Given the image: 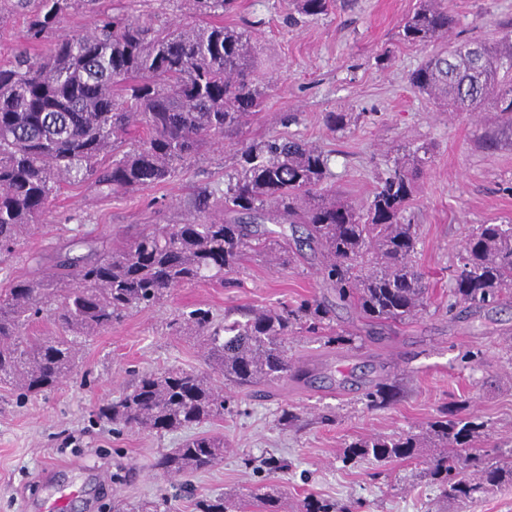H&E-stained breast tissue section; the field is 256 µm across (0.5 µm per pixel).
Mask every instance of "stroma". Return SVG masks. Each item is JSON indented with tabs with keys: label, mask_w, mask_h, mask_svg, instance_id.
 I'll return each mask as SVG.
<instances>
[{
	"label": "stroma",
	"mask_w": 512,
	"mask_h": 512,
	"mask_svg": "<svg viewBox=\"0 0 512 512\" xmlns=\"http://www.w3.org/2000/svg\"><path fill=\"white\" fill-rule=\"evenodd\" d=\"M419 0H336L325 15L292 25L289 0H238L225 15L230 26H248L269 60L260 78L267 86L261 113L241 140L209 146L200 161L168 182L144 190L99 196L78 178L61 185L42 224L0 261V289L39 275L36 257L79 255L78 238L124 242L147 224H177L194 216L199 187L223 188L234 172L240 144L287 134L330 152L331 182L355 203L372 195L387 164L426 144L432 162L417 180L411 205L419 229L415 260L429 287L426 310L371 333L353 307L340 302L317 275L302 247L301 228L288 230L301 253L292 265H270L248 254L232 285L203 281L172 290L154 307L131 313L87 340L79 372L54 390L19 402L0 385V512H45L58 489L76 490L66 512H115L116 504H164L168 512H195L200 495H243L257 512L268 495L284 508L313 496L360 503V512H456L438 507L420 473V457L347 462V445L369 434L426 427L449 403L485 423L481 447L512 448V306L448 314L452 269L473 227L512 224V146L485 149L498 126L494 111L452 114L415 91L409 75L432 46L398 38L404 16ZM458 20L456 40L495 42L512 27V0H450ZM345 112V130L328 129L323 116ZM317 297L336 308L334 332L345 340L325 345L297 334L288 341L296 364L313 369L307 384L285 378L247 391L225 389L221 419L203 424L223 437L224 457L213 469L187 479L154 469L155 457L190 435H155L99 419L98 408L119 396L136 375L164 369H205L199 338L177 324L191 310H210L216 322L239 308ZM392 384L394 402L370 408L371 381ZM298 414L280 422L283 410ZM282 458L287 471L265 462Z\"/></svg>",
	"instance_id": "35a3bbf8"
}]
</instances>
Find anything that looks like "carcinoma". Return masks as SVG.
Returning a JSON list of instances; mask_svg holds the SVG:
<instances>
[{
	"mask_svg": "<svg viewBox=\"0 0 512 512\" xmlns=\"http://www.w3.org/2000/svg\"><path fill=\"white\" fill-rule=\"evenodd\" d=\"M204 26L135 15L136 0L115 11L100 0H0V23L24 19L28 46L0 64V258L15 253L36 227L60 184L88 180L101 195L163 184L177 167L197 161L203 148L232 138L261 109L259 57L248 31L224 25L236 0H190ZM305 17L327 14L335 0H292ZM87 9L90 25L61 33L70 12ZM456 24L448 0H419L399 25L408 45L444 40ZM49 45L47 52L33 47ZM469 41L428 57L410 85L453 112L487 105L499 130L491 146L512 141V31L482 45L474 64ZM143 130L134 143L126 136ZM112 160L105 161L106 156ZM412 162L397 160L379 177L366 202L340 197L328 184L330 155L305 141L276 135L241 149L236 174L217 192H197L198 218L150 224L120 247L88 244L89 252L57 257L41 275L16 280L0 293V384L19 398L46 393L77 369L82 340L158 304L170 290L237 272L250 252L279 265L297 258L288 238L267 224L301 225L323 283L372 323L398 324L428 304L424 274L413 264L417 225L406 218L417 173L431 163L421 145ZM512 298V224H480L466 239L453 270L448 311L482 309ZM332 306L315 298L224 316L196 309L190 330L201 337L211 372L165 369L138 376L118 398L98 408L115 425L149 433L193 428L224 416V385L246 390L306 370L288 357V337L302 331L334 344ZM47 316L58 333L28 336ZM224 378L217 384L214 375ZM369 406L387 407L390 388L366 394ZM484 422L450 406L426 430L378 435L348 445L347 457L407 459L432 446L426 464L437 497L468 507L512 481V449L476 446ZM224 457V442L197 434L160 454L166 475L207 471ZM197 512H241L232 496H205ZM294 512H350L344 504L305 497Z\"/></svg>",
	"mask_w": 512,
	"mask_h": 512,
	"instance_id": "1",
	"label": "carcinoma"
}]
</instances>
